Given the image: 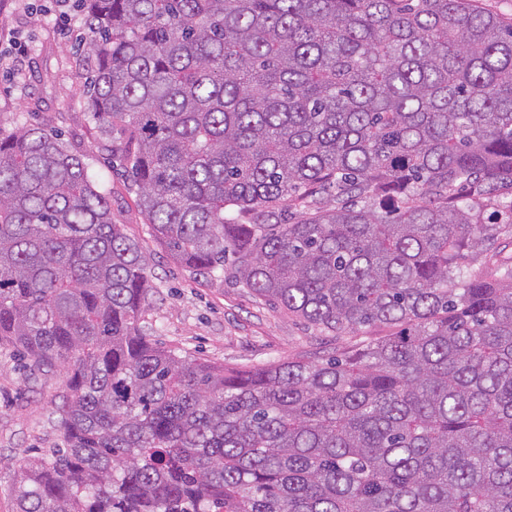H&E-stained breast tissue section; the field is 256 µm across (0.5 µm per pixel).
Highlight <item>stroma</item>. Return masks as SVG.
Masks as SVG:
<instances>
[{"label": "stroma", "mask_w": 512, "mask_h": 512, "mask_svg": "<svg viewBox=\"0 0 512 512\" xmlns=\"http://www.w3.org/2000/svg\"><path fill=\"white\" fill-rule=\"evenodd\" d=\"M91 32L75 0H0V131L37 124L82 155L110 198L112 217L137 240L153 273L143 314L148 335L189 358L250 369L299 358L320 359L389 335L386 326L360 336H333L217 277L190 274L169 255L141 212L138 196L112 146L87 109L86 73L77 45ZM66 390L60 367L40 370L0 348V512H16L13 489L40 449L61 444L59 412Z\"/></svg>", "instance_id": "1"}]
</instances>
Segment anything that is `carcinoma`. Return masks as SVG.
<instances>
[{
  "mask_svg": "<svg viewBox=\"0 0 512 512\" xmlns=\"http://www.w3.org/2000/svg\"><path fill=\"white\" fill-rule=\"evenodd\" d=\"M79 2L88 109L171 256L322 332L397 331L249 370L157 345L146 259L81 156L0 132V347L67 389L18 512H512V21Z\"/></svg>",
  "mask_w": 512,
  "mask_h": 512,
  "instance_id": "obj_1",
  "label": "carcinoma"
}]
</instances>
